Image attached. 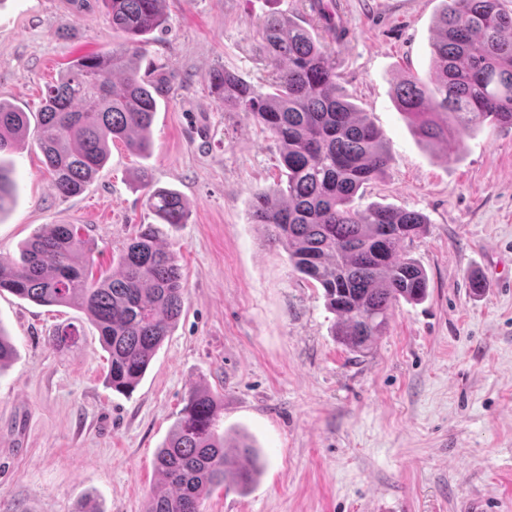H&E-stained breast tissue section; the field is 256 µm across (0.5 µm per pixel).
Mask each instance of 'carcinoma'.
Here are the masks:
<instances>
[{"label":"carcinoma","mask_w":512,"mask_h":512,"mask_svg":"<svg viewBox=\"0 0 512 512\" xmlns=\"http://www.w3.org/2000/svg\"><path fill=\"white\" fill-rule=\"evenodd\" d=\"M166 0H103L112 30L123 42L81 57L47 87L38 146L63 197L79 195L122 142L136 155L151 150L157 112L153 83L140 77L135 56L146 36L164 29ZM432 44L429 80L410 77L394 90L397 108L425 142L438 143L484 125L512 127V13L500 0H442ZM311 9L333 39L345 29L324 0ZM261 52L273 70L272 93L222 68L211 91L226 111H243L281 146L285 180L253 193V223L283 245L295 271L319 284L336 315L333 336L363 353L383 335L395 306L427 293L423 269L402 257V244L419 235L416 211L371 204L352 206L359 190L381 176L390 156L366 113L342 93L336 65L322 42L292 17H267ZM27 113L0 101V154L23 141ZM146 206L159 224H184L179 193L153 188L139 171ZM13 170L0 159V214L13 202ZM152 224H141L121 250L112 274L94 268V245L74 224H45L25 242L20 258L0 256V291L38 305L82 312L109 355L106 381L128 394L143 379L185 303L177 252L161 247ZM79 331L55 332L51 345L71 348ZM219 408L204 389L190 391L173 432L156 455L162 485L145 512H200L203 498L229 483L247 486L260 472L246 441L229 445L218 432Z\"/></svg>","instance_id":"1"}]
</instances>
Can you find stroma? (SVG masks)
Listing matches in <instances>:
<instances>
[{
    "instance_id": "1",
    "label": "stroma",
    "mask_w": 512,
    "mask_h": 512,
    "mask_svg": "<svg viewBox=\"0 0 512 512\" xmlns=\"http://www.w3.org/2000/svg\"><path fill=\"white\" fill-rule=\"evenodd\" d=\"M346 30L326 46L339 83L390 151L355 203L422 213L404 252L428 296L396 305L383 336L353 353L333 334L323 290L294 272L251 219L255 190L283 177L280 145L211 91L224 68L259 91L266 16L320 28L310 0H166L139 73L161 93L152 153L110 146L84 191L61 196L37 145L46 88L78 58L122 41L101 0H0V99L27 112L6 155L17 193L0 215V255L15 257L45 224H73L111 270L139 225L154 222L135 175L180 192L186 223L159 226L179 257L182 315L136 390L106 383L97 329L67 306L0 292V329L15 354L0 369V512H145L157 449L193 388L219 406V429L248 436L264 467L248 488L216 487L201 512H512V128L484 127L426 145L393 100L427 78L441 0H335ZM77 347L49 338L68 325Z\"/></svg>"
}]
</instances>
